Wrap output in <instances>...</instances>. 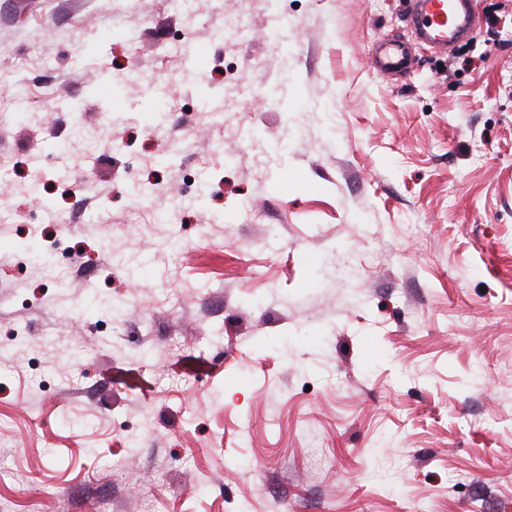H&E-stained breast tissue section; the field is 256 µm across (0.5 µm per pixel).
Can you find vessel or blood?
I'll return each mask as SVG.
<instances>
[{
    "label": "vessel or blood",
    "mask_w": 512,
    "mask_h": 512,
    "mask_svg": "<svg viewBox=\"0 0 512 512\" xmlns=\"http://www.w3.org/2000/svg\"><path fill=\"white\" fill-rule=\"evenodd\" d=\"M407 29L422 47L445 53L469 40L479 24L476 0H412ZM375 71L383 76L405 74L411 57L398 37H378L370 49Z\"/></svg>",
    "instance_id": "1"
}]
</instances>
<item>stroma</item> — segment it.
I'll use <instances>...</instances> for the list:
<instances>
[{"label": "stroma", "mask_w": 512, "mask_h": 512, "mask_svg": "<svg viewBox=\"0 0 512 512\" xmlns=\"http://www.w3.org/2000/svg\"><path fill=\"white\" fill-rule=\"evenodd\" d=\"M408 8L0 0V512H512V31L382 79ZM370 59L375 71L383 76H400L411 67L406 43L389 35H382L373 42Z\"/></svg>", "instance_id": "1"}]
</instances>
